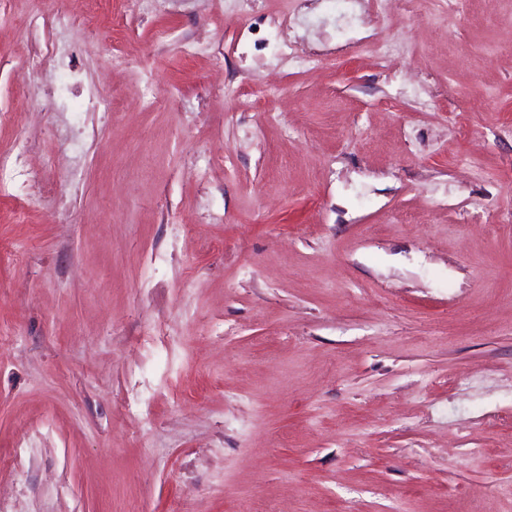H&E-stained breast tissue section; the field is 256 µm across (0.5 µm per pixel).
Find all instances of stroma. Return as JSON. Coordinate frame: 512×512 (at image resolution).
Segmentation results:
<instances>
[{
  "label": "stroma",
  "mask_w": 512,
  "mask_h": 512,
  "mask_svg": "<svg viewBox=\"0 0 512 512\" xmlns=\"http://www.w3.org/2000/svg\"><path fill=\"white\" fill-rule=\"evenodd\" d=\"M21 145L0 512H512V0H0Z\"/></svg>",
  "instance_id": "35a3bbf8"
}]
</instances>
